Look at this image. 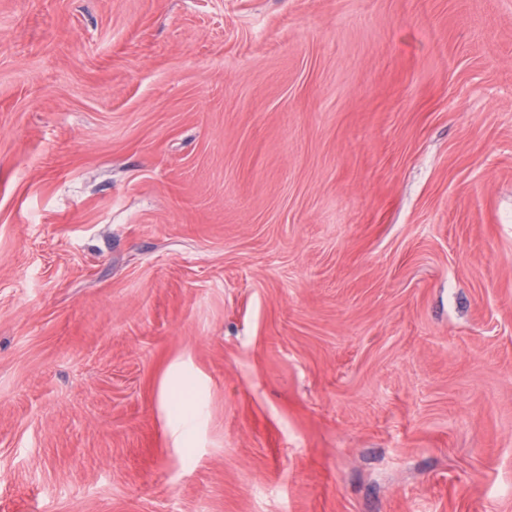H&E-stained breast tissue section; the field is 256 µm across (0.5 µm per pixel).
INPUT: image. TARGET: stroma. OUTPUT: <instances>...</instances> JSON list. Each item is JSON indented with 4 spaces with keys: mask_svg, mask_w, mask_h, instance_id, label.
Returning a JSON list of instances; mask_svg holds the SVG:
<instances>
[{
    "mask_svg": "<svg viewBox=\"0 0 512 512\" xmlns=\"http://www.w3.org/2000/svg\"><path fill=\"white\" fill-rule=\"evenodd\" d=\"M0 512H512V0H0Z\"/></svg>",
    "mask_w": 512,
    "mask_h": 512,
    "instance_id": "1",
    "label": "stroma"
}]
</instances>
